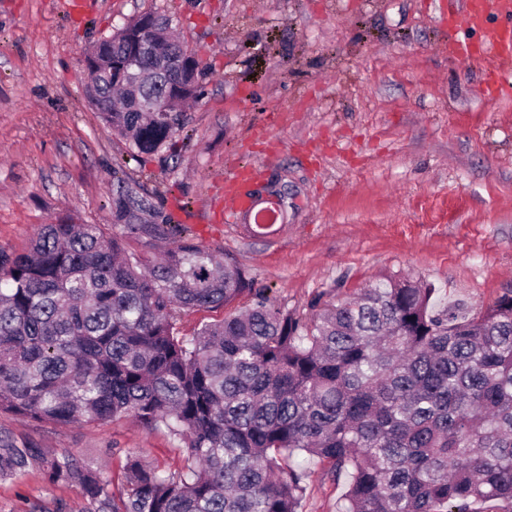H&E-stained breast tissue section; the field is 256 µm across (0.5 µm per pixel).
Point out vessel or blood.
Returning <instances> with one entry per match:
<instances>
[{
  "instance_id": "1",
  "label": "vessel or blood",
  "mask_w": 512,
  "mask_h": 512,
  "mask_svg": "<svg viewBox=\"0 0 512 512\" xmlns=\"http://www.w3.org/2000/svg\"><path fill=\"white\" fill-rule=\"evenodd\" d=\"M458 12L469 29L479 32L480 56L494 64L489 81L481 93L487 99H496L502 90L500 76L503 66L512 61V0H459ZM493 15L506 17L508 27L489 25L488 20ZM251 178L249 169H238L232 178L225 180L224 195L231 201L234 213L253 215L255 223L271 227L278 220V210L274 207L256 209L252 194L243 189Z\"/></svg>"
}]
</instances>
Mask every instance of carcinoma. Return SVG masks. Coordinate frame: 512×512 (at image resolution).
I'll use <instances>...</instances> for the list:
<instances>
[{
	"label": "carcinoma",
	"mask_w": 512,
	"mask_h": 512,
	"mask_svg": "<svg viewBox=\"0 0 512 512\" xmlns=\"http://www.w3.org/2000/svg\"><path fill=\"white\" fill-rule=\"evenodd\" d=\"M169 19L144 13L97 43L85 91L132 157L191 135L202 60L168 57ZM154 84L118 77L134 47ZM180 76L170 112L140 102ZM112 224L58 220L0 252V411L36 422L132 417L183 453L169 472L126 456L116 493L70 457L0 430V480L79 483L93 512H299L319 463L347 477L343 512H512V289L469 316L389 276L300 313L253 287L154 197L112 171ZM169 241L155 258L126 239ZM252 303L182 333V314Z\"/></svg>",
	"instance_id": "cac0c4a2"
}]
</instances>
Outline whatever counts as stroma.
Wrapping results in <instances>:
<instances>
[{
    "mask_svg": "<svg viewBox=\"0 0 512 512\" xmlns=\"http://www.w3.org/2000/svg\"><path fill=\"white\" fill-rule=\"evenodd\" d=\"M0 0V251L40 225L112 221L122 167L166 211L191 202L196 241L243 267L288 309L386 275L432 283L442 305L479 311L512 288V83L489 102L485 72L450 45L478 34L454 0ZM170 16L209 65L179 160L145 164L83 93L85 52L132 17ZM283 217L273 233L224 216V179ZM0 428L70 455L120 489L127 455L182 465L166 429L132 418L39 423L0 411ZM345 484L312 468L300 512H340ZM0 512H89L81 485L33 470L0 481Z\"/></svg>",
    "mask_w": 512,
    "mask_h": 512,
    "instance_id": "obj_1",
    "label": "stroma"
}]
</instances>
